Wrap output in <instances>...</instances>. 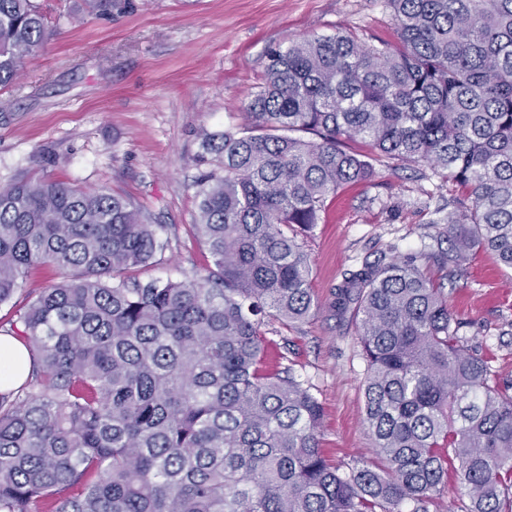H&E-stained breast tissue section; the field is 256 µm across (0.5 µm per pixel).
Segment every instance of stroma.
<instances>
[{
    "label": "stroma",
    "mask_w": 512,
    "mask_h": 512,
    "mask_svg": "<svg viewBox=\"0 0 512 512\" xmlns=\"http://www.w3.org/2000/svg\"><path fill=\"white\" fill-rule=\"evenodd\" d=\"M39 2L51 35L0 89V185L47 175L130 201L164 227L165 249L129 272L141 282L207 275L212 259L191 232L201 134L243 124L271 49L341 29L366 44L395 37L387 0H129L109 17L84 0ZM375 168L372 180L328 198L304 239L317 313L292 328L272 318L263 325L273 353L319 400L322 449L343 474L372 459L373 442L366 360L354 321L331 307L333 293L344 272L382 255L436 272L431 255L449 242L435 211L466 197L455 186L437 189L424 163ZM59 280L52 266L32 268L24 290L0 304V336ZM443 288L465 344L512 382V272L476 251L464 276Z\"/></svg>",
    "instance_id": "stroma-1"
}]
</instances>
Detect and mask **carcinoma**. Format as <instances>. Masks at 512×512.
<instances>
[{
    "label": "carcinoma",
    "mask_w": 512,
    "mask_h": 512,
    "mask_svg": "<svg viewBox=\"0 0 512 512\" xmlns=\"http://www.w3.org/2000/svg\"><path fill=\"white\" fill-rule=\"evenodd\" d=\"M388 4L396 42L275 48L243 127L203 134L200 280L128 281L166 243L121 197L46 176L0 186V304L30 268L63 271L14 327L32 365L0 390V512H419L451 471L463 512H512V385L464 346L415 260L363 262L333 302L355 318L380 464L339 473L317 398L265 366L264 319L319 308L304 234L377 155L467 189L438 220L445 278L477 250L512 270V0ZM49 33L35 0H0V89Z\"/></svg>",
    "instance_id": "carcinoma-1"
}]
</instances>
